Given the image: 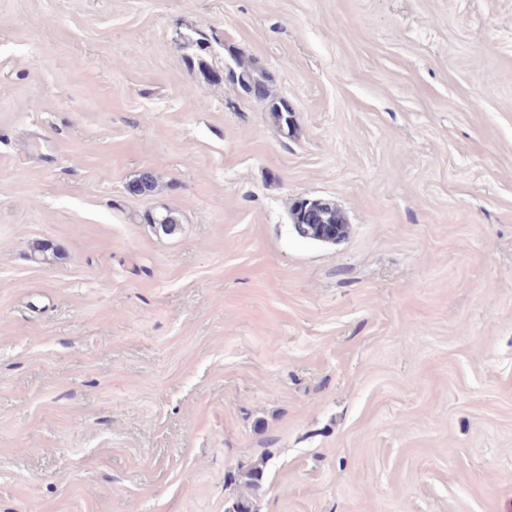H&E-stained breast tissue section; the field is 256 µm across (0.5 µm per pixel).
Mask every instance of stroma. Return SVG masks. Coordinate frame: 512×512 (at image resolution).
Listing matches in <instances>:
<instances>
[{
  "label": "stroma",
  "mask_w": 512,
  "mask_h": 512,
  "mask_svg": "<svg viewBox=\"0 0 512 512\" xmlns=\"http://www.w3.org/2000/svg\"><path fill=\"white\" fill-rule=\"evenodd\" d=\"M262 454L256 512H512V0H0V512ZM235 68H229L231 71V80L238 84L246 93L251 95L255 88H261L263 91L262 102L268 103L269 112L273 120L288 134L298 133V129L292 120V110L288 107V103L284 101H269L270 95L265 83L254 75L253 68L244 62H238L234 59ZM312 203L318 205L321 208L324 220L323 224H336V220L342 217L341 214L336 210V207H334L330 203L315 199L304 201L301 204H297L293 208L292 215L294 224H300L298 221L300 219L301 208L306 204L310 205ZM341 235V225L336 224V227L328 226L326 228H320L319 235L317 238L323 242H335L336 239L339 238Z\"/></svg>",
  "instance_id": "obj_1"
}]
</instances>
